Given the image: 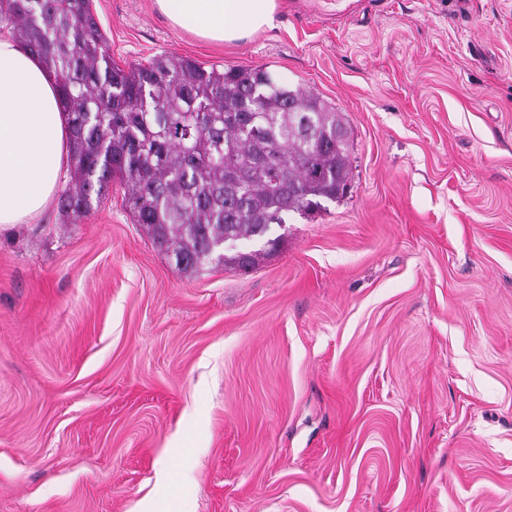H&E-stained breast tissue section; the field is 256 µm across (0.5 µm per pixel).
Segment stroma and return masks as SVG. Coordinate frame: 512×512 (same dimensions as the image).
Masks as SVG:
<instances>
[{"instance_id":"35a3bbf8","label":"stroma","mask_w":512,"mask_h":512,"mask_svg":"<svg viewBox=\"0 0 512 512\" xmlns=\"http://www.w3.org/2000/svg\"><path fill=\"white\" fill-rule=\"evenodd\" d=\"M216 46L92 0L122 67L263 69L351 186L182 273L112 183L0 227V512H512V0H280Z\"/></svg>"}]
</instances>
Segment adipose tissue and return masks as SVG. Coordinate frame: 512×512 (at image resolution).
I'll return each instance as SVG.
<instances>
[{"mask_svg":"<svg viewBox=\"0 0 512 512\" xmlns=\"http://www.w3.org/2000/svg\"><path fill=\"white\" fill-rule=\"evenodd\" d=\"M280 0H153L176 28L237 44L275 25ZM69 135L57 86L41 62L0 36V226L38 219L53 200Z\"/></svg>","mask_w":512,"mask_h":512,"instance_id":"ef3b65f1","label":"adipose tissue"}]
</instances>
